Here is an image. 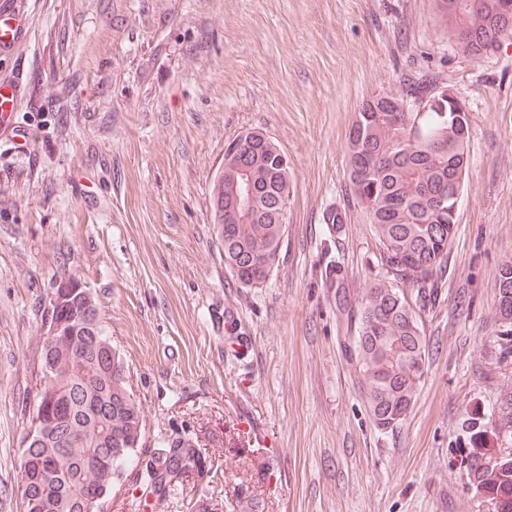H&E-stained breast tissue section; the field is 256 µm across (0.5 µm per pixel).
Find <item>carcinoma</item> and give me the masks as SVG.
Here are the masks:
<instances>
[{"label": "carcinoma", "instance_id": "cac0c4a2", "mask_svg": "<svg viewBox=\"0 0 512 512\" xmlns=\"http://www.w3.org/2000/svg\"><path fill=\"white\" fill-rule=\"evenodd\" d=\"M469 22L474 28L462 51L478 59L496 31L484 21L496 11L498 0H475ZM434 19L451 39L448 0H434ZM420 92L385 93L384 106L410 105ZM363 103L356 113L347 146V167L352 193L365 211L380 244V263L385 276L366 283L355 311L353 355L369 414L382 430L397 427L406 417L425 376L428 348L420 312L437 298L455 234L450 191L461 179V158L470 154L469 143L453 132L448 112L432 110L420 116V131L409 136V113L369 112ZM244 169L254 181L253 208L240 216H228L224 225V265L239 284L260 288L279 263L286 231L281 213L288 209L293 190L289 169L279 168L277 156L260 142L245 155L230 161L224 183H213L211 195L224 194L229 207ZM497 303L494 336L501 353L512 354V257L503 260L495 274ZM112 345L104 328L95 336H76L55 349L40 353L39 381L32 422L40 421L48 388L75 393L68 418L57 436L23 448L39 465L33 472L19 470L21 512H85L80 491L103 476L88 468L86 456L105 453L112 471L144 490L159 495L179 481L186 470L201 469L202 459L186 438L171 440L144 465L126 470L125 465L142 447L145 414L127 384H118L108 373L104 348ZM496 424H512V390L504 392L495 410ZM119 435L135 448L110 446ZM512 442V427L497 446L470 454L467 478L470 486L484 490L495 501L496 512H512V453L500 447Z\"/></svg>", "mask_w": 512, "mask_h": 512}]
</instances>
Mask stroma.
<instances>
[{"mask_svg":"<svg viewBox=\"0 0 512 512\" xmlns=\"http://www.w3.org/2000/svg\"><path fill=\"white\" fill-rule=\"evenodd\" d=\"M27 33L0 53L21 77L23 140L0 134V512L40 389L49 299L94 295L145 412L142 447L191 439L203 471L159 512H494L467 483L474 433L512 386L493 334L512 257V38L474 59L433 0H9ZM450 89L470 166L435 307L427 372L404 421L378 430L336 297L380 276L346 149L361 103L412 82ZM260 129L294 187L278 268L241 287L211 217L224 146ZM340 209V231L326 224Z\"/></svg>","mask_w":512,"mask_h":512,"instance_id":"stroma-1","label":"stroma"}]
</instances>
